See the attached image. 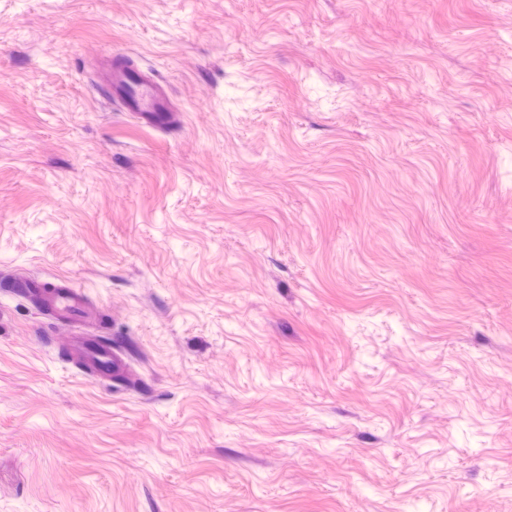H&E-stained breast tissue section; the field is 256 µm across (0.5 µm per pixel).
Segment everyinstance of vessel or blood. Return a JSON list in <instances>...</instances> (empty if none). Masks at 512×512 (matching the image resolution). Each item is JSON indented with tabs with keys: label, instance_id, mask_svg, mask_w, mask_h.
Instances as JSON below:
<instances>
[{
	"label": "vessel or blood",
	"instance_id": "b4317fda",
	"mask_svg": "<svg viewBox=\"0 0 512 512\" xmlns=\"http://www.w3.org/2000/svg\"><path fill=\"white\" fill-rule=\"evenodd\" d=\"M103 78L106 90L121 98L130 111L150 116L159 122L166 119L169 111L166 95L150 75L141 73L136 80H129L126 65L111 59L103 66ZM30 289L58 317L77 319L91 315L82 291L65 281L37 280L31 284ZM70 348L77 360L101 379H111L113 375L121 373L124 367L122 359L109 342L77 333L71 338Z\"/></svg>",
	"mask_w": 512,
	"mask_h": 512
}]
</instances>
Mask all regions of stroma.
<instances>
[{
  "instance_id": "1",
  "label": "stroma",
  "mask_w": 512,
  "mask_h": 512,
  "mask_svg": "<svg viewBox=\"0 0 512 512\" xmlns=\"http://www.w3.org/2000/svg\"><path fill=\"white\" fill-rule=\"evenodd\" d=\"M0 512H512V0H0ZM127 69L135 71L137 76V81L132 83L131 91L126 86L131 82L127 76ZM103 78L105 89L121 98L131 112H141L159 122H163L167 113L172 112L161 86L133 63L124 65L117 63L115 58L110 59L104 63ZM29 288L30 292L39 296L57 317L77 319L93 316L92 311L86 307L82 291L66 284L64 280H37ZM70 348L77 360L83 362L90 372L103 380H111L112 375L120 374L122 369H125L122 359L112 349L111 342L74 333Z\"/></svg>"
}]
</instances>
